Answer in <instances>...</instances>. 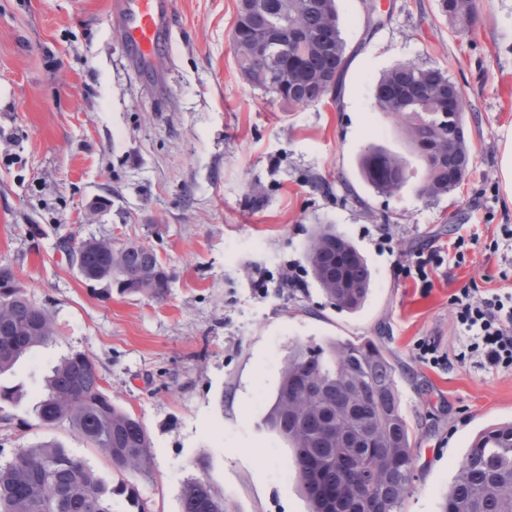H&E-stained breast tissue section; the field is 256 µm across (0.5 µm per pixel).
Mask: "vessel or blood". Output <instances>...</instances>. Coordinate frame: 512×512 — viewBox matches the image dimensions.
<instances>
[{
  "instance_id": "1",
  "label": "vessel or blood",
  "mask_w": 512,
  "mask_h": 512,
  "mask_svg": "<svg viewBox=\"0 0 512 512\" xmlns=\"http://www.w3.org/2000/svg\"><path fill=\"white\" fill-rule=\"evenodd\" d=\"M128 44L142 61H150L163 38L170 36V0H121Z\"/></svg>"
}]
</instances>
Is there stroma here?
<instances>
[{
	"label": "stroma",
	"instance_id": "stroma-1",
	"mask_svg": "<svg viewBox=\"0 0 512 512\" xmlns=\"http://www.w3.org/2000/svg\"><path fill=\"white\" fill-rule=\"evenodd\" d=\"M170 43L153 64L125 40L118 0H0V266L54 316L58 335L0 374V458L57 441L115 487L108 460L43 425L42 383L64 356L94 360L113 402L150 440L130 477L149 512H181L188 478L209 481L235 512H307L287 443L263 423L289 350L372 341L396 370L416 436L402 512H441L475 434L512 422V369L458 357L452 299L464 288L512 291V265L485 245L512 225L499 170L512 133V0H477L473 33L438 0H337L347 64L337 96L289 108L241 76L231 43L238 0H171ZM441 69L463 92L471 163L452 193L410 179L378 194L359 175L373 140L419 164L374 85L396 64ZM330 224L365 257L372 290L355 313L332 305L306 261ZM475 238L465 262L429 284L406 277L417 251ZM149 244L171 277L163 300L82 279L61 239ZM302 285L290 288L288 276ZM447 364L432 366L423 345Z\"/></svg>",
	"mask_w": 512,
	"mask_h": 512
}]
</instances>
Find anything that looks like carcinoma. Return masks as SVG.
Wrapping results in <instances>:
<instances>
[{
	"mask_svg": "<svg viewBox=\"0 0 512 512\" xmlns=\"http://www.w3.org/2000/svg\"><path fill=\"white\" fill-rule=\"evenodd\" d=\"M440 11L464 30L476 19L475 0H439ZM251 33L288 28V53L273 49L260 62L241 52L237 62L252 86L288 105H308L330 94L322 84L340 83L346 42L336 0H265L244 16ZM288 58V84L273 89L265 68ZM379 111L402 127L422 167L419 192L447 195L470 167L464 136L466 101L439 69L408 62L377 80ZM452 113L456 119L434 117ZM453 150H448V146ZM361 177L379 194L393 195L408 182V162L379 143L358 162ZM64 238L60 249L86 276L107 279L124 295L161 300L169 288L160 257L133 242L124 251L86 242L74 252ZM306 260L326 297L338 307L359 310L370 291L371 273L357 248L330 226L311 236ZM0 372L29 349L55 335L49 311L32 301L12 269L0 268ZM47 426L66 425L79 440L98 449L123 479L146 471L151 442L141 421L112 404L105 379L86 353L63 358L47 378L37 406ZM264 424L288 443L296 479L309 512H402L413 477L409 424L400 400L395 367L371 341H330L296 345L281 369L277 395ZM181 512H231L224 493L202 478L186 481ZM0 512H113L112 488L83 460L57 443L17 448L0 462ZM441 512H512V424L480 431L464 454L444 495Z\"/></svg>",
	"mask_w": 512,
	"mask_h": 512,
	"instance_id": "obj_1",
	"label": "carcinoma"
}]
</instances>
